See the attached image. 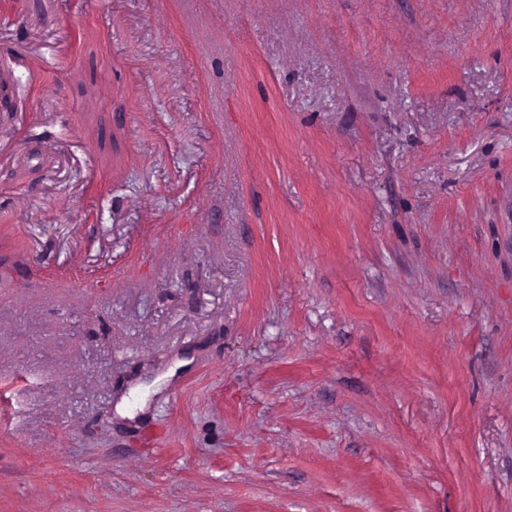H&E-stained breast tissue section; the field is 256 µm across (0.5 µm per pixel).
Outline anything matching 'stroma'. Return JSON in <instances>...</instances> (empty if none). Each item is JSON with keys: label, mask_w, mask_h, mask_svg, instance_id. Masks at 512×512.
Here are the masks:
<instances>
[{"label": "stroma", "mask_w": 512, "mask_h": 512, "mask_svg": "<svg viewBox=\"0 0 512 512\" xmlns=\"http://www.w3.org/2000/svg\"><path fill=\"white\" fill-rule=\"evenodd\" d=\"M0 512H512V0H0Z\"/></svg>", "instance_id": "1"}]
</instances>
